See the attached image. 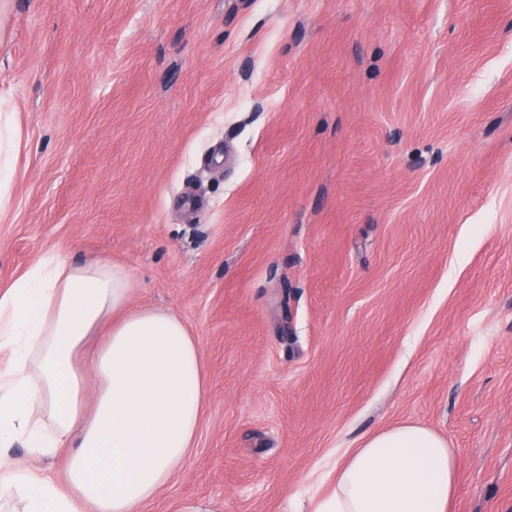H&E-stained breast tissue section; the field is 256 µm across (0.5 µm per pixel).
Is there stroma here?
<instances>
[{"label":"stroma","mask_w":512,"mask_h":512,"mask_svg":"<svg viewBox=\"0 0 512 512\" xmlns=\"http://www.w3.org/2000/svg\"><path fill=\"white\" fill-rule=\"evenodd\" d=\"M0 291L104 258L209 397L143 512H311L414 421L512 512V0H0ZM2 114H4L2 116ZM3 120V121H2ZM22 147V135L10 112L0 114V171L9 173L11 160Z\"/></svg>","instance_id":"1"}]
</instances>
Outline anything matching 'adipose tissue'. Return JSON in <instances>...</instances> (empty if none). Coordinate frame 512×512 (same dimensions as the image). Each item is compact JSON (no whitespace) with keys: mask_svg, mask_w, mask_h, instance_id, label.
I'll return each mask as SVG.
<instances>
[{"mask_svg":"<svg viewBox=\"0 0 512 512\" xmlns=\"http://www.w3.org/2000/svg\"><path fill=\"white\" fill-rule=\"evenodd\" d=\"M134 280L103 259H41L0 295V447L55 457L63 481L0 457V504L22 512H142L184 465L208 396L199 344L165 309L129 307ZM99 380L86 402L74 362L88 337ZM457 455L429 428L401 422L336 463L313 512H453Z\"/></svg>","mask_w":512,"mask_h":512,"instance_id":"adipose-tissue-1","label":"adipose tissue"}]
</instances>
